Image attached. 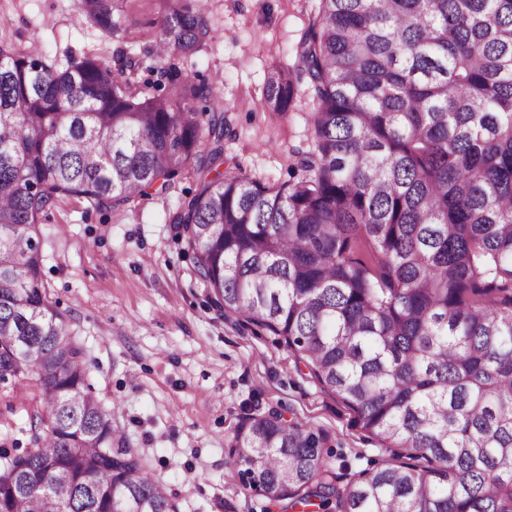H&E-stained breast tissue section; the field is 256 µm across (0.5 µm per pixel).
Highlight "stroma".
<instances>
[{"label":"stroma","mask_w":512,"mask_h":512,"mask_svg":"<svg viewBox=\"0 0 512 512\" xmlns=\"http://www.w3.org/2000/svg\"><path fill=\"white\" fill-rule=\"evenodd\" d=\"M318 0H210L216 32L195 54L176 58L181 75L217 87L230 110L224 156L273 183L288 181L295 151L312 147V101L299 87L293 111H268L264 82L291 60ZM160 30L154 0H128L121 31L107 35L78 15L75 0H0V43H36L49 62L116 54L149 67ZM197 183L183 172L165 194L125 210H96L69 198L43 216V279L86 350L90 390L118 404L117 424L179 512H279L244 492L224 466L237 424L271 410L327 432L353 470L392 452L354 426V414L313 382L278 338L234 324L211 307L193 274L194 250L168 216ZM40 409L35 381L0 385V445L27 447Z\"/></svg>","instance_id":"obj_1"}]
</instances>
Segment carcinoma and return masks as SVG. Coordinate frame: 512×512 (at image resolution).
I'll return each mask as SVG.
<instances>
[{"instance_id":"cac0c4a2","label":"carcinoma","mask_w":512,"mask_h":512,"mask_svg":"<svg viewBox=\"0 0 512 512\" xmlns=\"http://www.w3.org/2000/svg\"><path fill=\"white\" fill-rule=\"evenodd\" d=\"M120 0H76L120 31ZM153 91L125 55L63 70L0 44V383L33 380L30 447L0 448V512H177L86 384L48 299L40 219L64 199L164 192L226 320L279 337L393 460L339 481L329 436L271 411L237 427L243 489L302 512H512V0H319L264 103L305 81L313 146L290 179L224 168L226 106L170 59L214 38L158 0Z\"/></svg>"}]
</instances>
